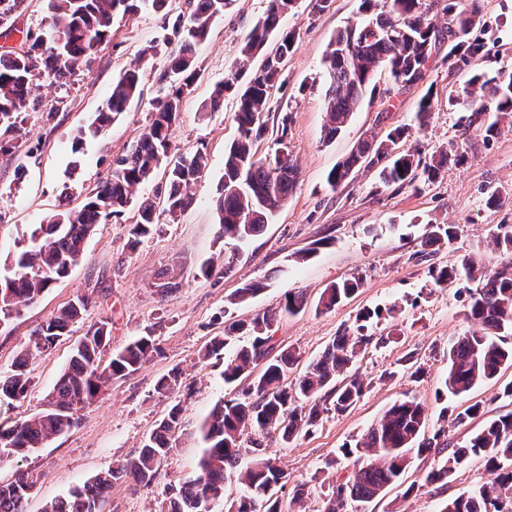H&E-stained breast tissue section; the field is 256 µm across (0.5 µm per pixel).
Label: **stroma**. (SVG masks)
Segmentation results:
<instances>
[{
	"instance_id": "1",
	"label": "stroma",
	"mask_w": 512,
	"mask_h": 512,
	"mask_svg": "<svg viewBox=\"0 0 512 512\" xmlns=\"http://www.w3.org/2000/svg\"><path fill=\"white\" fill-rule=\"evenodd\" d=\"M361 3L332 0L329 9L315 13L309 0H296L294 9L280 19L281 29L294 31L295 47L285 69L286 82L272 95L265 114L268 131L257 148L259 155L272 153L280 125H287L300 175L287 205L260 235L232 248L219 236L215 207L224 154L238 135L237 91L262 64L258 57L242 60L240 46L264 13L267 0H235L213 21L208 39L198 47L201 75L182 103L173 132L171 158L198 149L209 157L206 172L192 187V204L174 217L160 213L158 229L134 250L127 246L131 213L99 225L86 243L83 259L68 276L0 325V371H4L38 325L77 297H91L70 335L30 360L34 386L26 399L0 406V422L22 419L44 407L75 345L96 322H109L111 349H121L145 334L155 336L162 349L138 371L114 380L101 399L79 412L71 429L45 447L22 459L0 461L2 483L20 468L40 473L26 512H43L51 500L137 454L176 401L182 408V432L151 486L117 481L104 504V512H158L166 491L195 474L198 429L213 406L233 393L224 383L223 361L201 362V350L223 335L225 313L246 319L279 307L286 294L297 289L306 291L309 304L297 315L283 316L274 336L277 346L296 352L300 366L317 358L367 309L381 311L373 329L387 338L386 343L369 344L356 362L368 388L355 406L324 414L309 434L270 445L291 480L307 485L306 512L323 510L328 481L320 470L325 459L364 434L403 394L423 402L428 426H436L443 406L436 391L448 368V345L467 323L454 288L435 286L429 270L465 254L490 269L507 263V256L493 243L491 228L512 224V127L503 126L488 140L482 131L484 113L449 109V90L462 86L471 70L448 61L443 46L430 60L425 81L396 86L386 72H378L374 93L365 97L347 128L335 139L325 140L326 112L314 80L324 70L331 38L358 18ZM478 5L486 23L481 67L512 68V0H478ZM149 45L156 53L143 62L141 96L132 99L104 132L86 135L113 80ZM176 46L172 31L163 29L158 16L146 8L114 18L111 38L100 45L88 71L69 87L39 79L35 93L40 105L25 122L21 151L0 154V278L8 274L17 244L30 225L78 207L86 193L111 173L113 160L138 141L154 110L158 77ZM228 79L233 80V89L225 92L218 107H211L214 86ZM429 92L434 107L423 126L417 119L418 103ZM396 127L407 128L406 147L426 156L448 147L463 153L465 163L449 166L434 182L416 190L384 186L372 169L358 171L337 189L327 186L328 172L358 140L382 139ZM494 190L499 191L500 202L491 206L487 197ZM429 223L456 225L458 236L425 255L420 242ZM305 250L311 251V258L297 262V255ZM233 252L238 258L230 273L198 276L201 263L220 268L225 255ZM166 272L176 276L179 288L164 296L158 285ZM353 276L362 278L363 285L349 301L329 311L317 310L324 288ZM257 280L264 281V289L248 304L233 305L236 290ZM174 368L180 369L183 385L168 399L156 393L155 385ZM417 368L422 371L418 377L413 374ZM509 381L512 367L500 382L478 384L463 397V404H479L481 412L449 429L450 445L463 444L487 420L512 411V399L500 393L501 383ZM489 479L483 458L474 456L437 491L421 489L407 496L397 487L361 512H439L444 500Z\"/></svg>"
}]
</instances>
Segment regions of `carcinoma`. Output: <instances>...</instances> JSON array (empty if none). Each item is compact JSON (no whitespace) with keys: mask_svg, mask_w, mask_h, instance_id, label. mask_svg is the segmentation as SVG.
<instances>
[{"mask_svg":"<svg viewBox=\"0 0 512 512\" xmlns=\"http://www.w3.org/2000/svg\"><path fill=\"white\" fill-rule=\"evenodd\" d=\"M46 22L38 32H22L26 49L0 52V153H16L25 115L36 108L31 96L33 81L44 74L60 87L68 85L84 71L98 46L109 38L115 15L131 14L138 3L150 7L166 25L169 0H45ZM232 0H190V11L173 24L179 39L178 50L169 56L168 73L178 77L156 97L154 112L131 152L117 159L111 175L97 183L83 204L51 215L44 224L33 225L31 244L18 246L13 262L24 270L0 281V323L12 318L19 307L36 299L53 283L65 277L81 260L86 240L98 225L105 224L130 206L140 188L148 183L163 159L170 154L172 129L182 98L192 91L197 77L198 46L208 37L212 21L224 14ZM295 0H268L242 43L245 59L265 52L261 68L238 94L235 122L238 136L224 158V183L217 198L220 237L237 244L262 232L265 224L287 202L298 180V166L286 142L288 114L281 118V135L274 153L257 156L255 144L266 134L265 112L274 89L285 82L284 64L294 47L295 35L279 30L282 15L292 10ZM362 17L336 32L324 59L322 85L326 110L325 134L332 141L349 124L380 70L394 81L408 84L426 79L427 63L438 45L448 41V57L465 65L484 55V44L473 36L484 26L477 0H447L442 8L444 23L429 17L422 0H364ZM24 0H0V27L15 29ZM141 94L139 69L130 68L112 82L105 107L98 112L89 134L98 135ZM467 103L476 112H493L495 119L484 127L485 137L500 133V122L512 115V69L485 71L473 68L467 82L448 91V106ZM405 130L394 128L383 139H363L350 154L329 171L331 189L358 172L362 166L379 167L382 183L399 188H417L432 182L452 162L464 156L441 149L425 159L417 150H395ZM207 157L201 150L181 155L168 171L163 212L174 217L192 202L190 187L201 178ZM158 224L155 203L142 201L129 231V247L135 248L150 236ZM457 235L452 224H429L421 246L434 247ZM492 239L500 253L512 255V224H496ZM430 277L437 286L453 285L464 299L468 329L448 347V371L438 397L460 396L476 384L496 378L512 367V260L497 270H485L471 257L442 268ZM362 286L352 277L334 282L320 293L317 307L331 310L348 300ZM89 297L84 296L48 318L36 329L21 350L12 369L0 372V403L27 396L31 378L26 371L30 356L55 346L82 318ZM308 304L300 289L288 292L284 304L265 310L250 319L226 322L224 338L206 347L203 358L223 355L239 335L252 341L237 348L224 364V382L242 387L220 401L200 427L203 453L195 476L166 492L162 512H212V504L224 499L225 512H282L280 494L288 492L293 512L302 509L306 484H290V476L268 451L269 439L287 443L308 433L322 414L345 412L365 394L367 384L352 371L361 351L372 342V319L379 311H365L357 325L329 343L303 374L288 384V373L297 362L290 349H275L273 324L283 314L296 315ZM100 326H91L74 349L67 368L49 394L47 408L22 420L0 424V454L24 456L51 438L69 430L78 412L96 402L112 381L139 370L159 344L150 336H138L122 349L109 353L110 336L99 335ZM180 374L171 371L156 384L157 393L176 392ZM181 409L172 405L158 427L145 440L135 457L101 470L68 495L54 500L45 512H102L106 495L114 482L129 479L148 487L161 464L174 450L180 429ZM479 415L474 404L456 411L443 408V424L426 434L427 409L416 397L403 398L386 409L378 420L354 443L340 449L352 460V470L328 485L323 512H352L359 503H371L397 483L410 466L409 452L433 454L437 463L426 470L414 489L437 490L448 483L455 470L472 456L485 460L492 479L466 495L447 500L440 512H512V412L488 421L465 444L448 448V425L458 426ZM249 436L252 459L240 464L242 442ZM19 479L0 485V512H24L29 490L38 476L23 472ZM235 477L244 494L224 497L228 478Z\"/></svg>","mask_w":512,"mask_h":512,"instance_id":"1","label":"carcinoma"}]
</instances>
